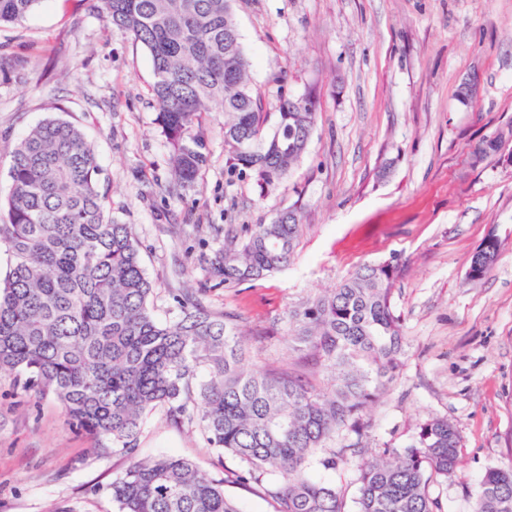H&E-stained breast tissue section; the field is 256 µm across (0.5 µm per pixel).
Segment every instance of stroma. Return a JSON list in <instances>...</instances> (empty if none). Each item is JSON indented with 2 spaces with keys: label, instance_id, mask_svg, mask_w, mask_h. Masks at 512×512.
I'll list each match as a JSON object with an SVG mask.
<instances>
[{
  "label": "stroma",
  "instance_id": "1",
  "mask_svg": "<svg viewBox=\"0 0 512 512\" xmlns=\"http://www.w3.org/2000/svg\"><path fill=\"white\" fill-rule=\"evenodd\" d=\"M252 85L268 114L279 97L313 91L317 119L287 178L260 198L232 170L224 115L204 116L207 157L197 181L173 183L157 121L148 51L108 27L95 0H43L0 26V48L22 57L0 80V197L14 146L55 117L78 125L96 150L112 219L131 224L165 321L172 296L203 288L230 224H259L280 209L302 214L293 263L269 277L213 286L200 300L237 316L253 364L284 366L330 384V370L294 349L288 311L358 266L399 255L393 306L406 342L402 367L369 410L367 456L402 450L422 421L444 417L460 436L455 477L434 482L445 512H471L488 468L512 466V139L480 164L471 153L512 126V0H232ZM477 86L462 104L463 81ZM499 241L490 274L467 278L472 254ZM51 395L0 372V512H115L108 484L128 465L97 454ZM150 460L179 456L223 480L242 512L277 503L234 480L198 425L154 412L139 439Z\"/></svg>",
  "mask_w": 512,
  "mask_h": 512
}]
</instances>
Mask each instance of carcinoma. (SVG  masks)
<instances>
[{
	"mask_svg": "<svg viewBox=\"0 0 512 512\" xmlns=\"http://www.w3.org/2000/svg\"><path fill=\"white\" fill-rule=\"evenodd\" d=\"M41 2L0 0V25ZM100 2L106 21L150 54L176 181L198 178L206 156L195 129L204 113L220 111L230 167L252 173L260 198L274 192L307 148L317 100L310 91L280 98L266 129L231 0ZM508 136L512 128L478 148L488 157ZM99 172L82 130L59 118L38 123L12 151L11 187L0 203V248L10 256L0 280V370L53 394L73 427L125 454V473L107 487L116 512H241L224 480L190 460L137 459L157 410L198 424L209 448L239 460L236 481L262 488L279 512H346L344 496L305 469L341 429L356 442L319 464L356 467L354 512H442L429 483L458 466L459 436L448 419L425 420L406 449L387 458H367L362 448L365 416L401 367L405 337L392 305L398 258L364 264L289 311L295 348L333 373L331 387L319 390L294 372L248 363L236 317L216 316L187 293L174 295V318L158 320L134 227L106 216ZM301 232L296 209L231 227L210 273L230 287L279 272ZM472 512H512V467L486 470Z\"/></svg>",
	"mask_w": 512,
	"mask_h": 512,
	"instance_id": "1",
	"label": "carcinoma"
}]
</instances>
